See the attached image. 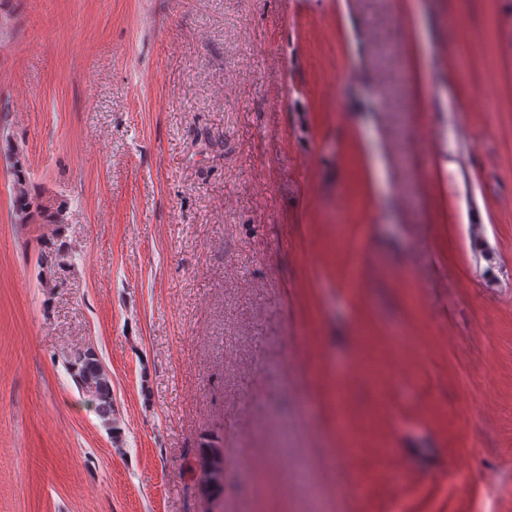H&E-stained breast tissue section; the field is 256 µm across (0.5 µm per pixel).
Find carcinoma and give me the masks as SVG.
Here are the masks:
<instances>
[{"label": "carcinoma", "instance_id": "cac0c4a2", "mask_svg": "<svg viewBox=\"0 0 512 512\" xmlns=\"http://www.w3.org/2000/svg\"><path fill=\"white\" fill-rule=\"evenodd\" d=\"M8 156L13 158V181L11 184L12 218L16 224H58L61 222L63 206H53L32 195L33 185L27 175L24 158L20 157L19 149L6 141ZM44 253L41 262L47 271H54L58 266L56 255L60 248L55 246L54 239L43 240ZM66 364L75 377V383L81 393L87 397L104 424H112L114 404L112 398V378L102 365L95 351L80 348L66 357ZM200 459L204 461V473L207 494L218 497L224 494V449L219 445H210L201 449Z\"/></svg>", "mask_w": 512, "mask_h": 512}]
</instances>
